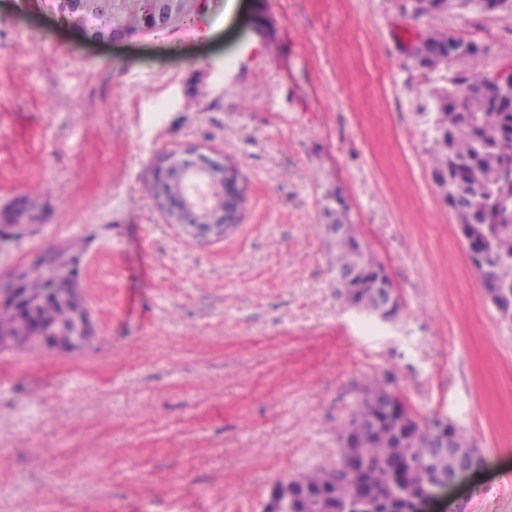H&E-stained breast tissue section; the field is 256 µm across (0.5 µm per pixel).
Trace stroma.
Returning a JSON list of instances; mask_svg holds the SVG:
<instances>
[{"label": "stroma", "instance_id": "1", "mask_svg": "<svg viewBox=\"0 0 512 512\" xmlns=\"http://www.w3.org/2000/svg\"><path fill=\"white\" fill-rule=\"evenodd\" d=\"M433 28L512 62V11L410 0H190L170 26L90 41L39 0H0V212L34 221L0 279L81 243L93 335L0 346V512H262L336 460L366 387L394 374L419 422L484 464L427 512H512V322L432 176ZM223 157L241 205L194 239L148 190L161 158ZM399 298L338 297L336 200Z\"/></svg>", "mask_w": 512, "mask_h": 512}]
</instances>
